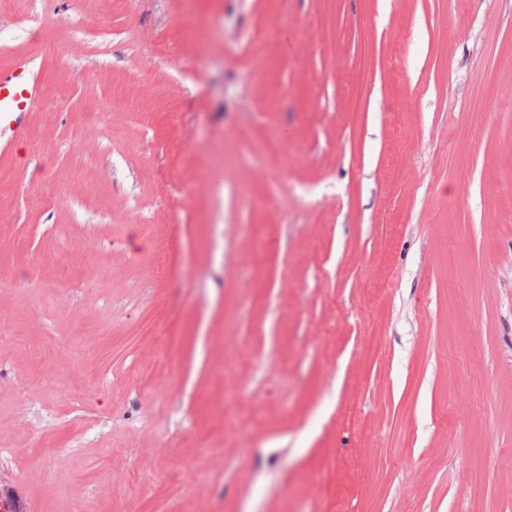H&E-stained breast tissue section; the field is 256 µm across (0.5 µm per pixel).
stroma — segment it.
Masks as SVG:
<instances>
[{
    "instance_id": "1",
    "label": "stroma",
    "mask_w": 512,
    "mask_h": 512,
    "mask_svg": "<svg viewBox=\"0 0 512 512\" xmlns=\"http://www.w3.org/2000/svg\"><path fill=\"white\" fill-rule=\"evenodd\" d=\"M20 58L0 498L512 512V0H0Z\"/></svg>"
}]
</instances>
